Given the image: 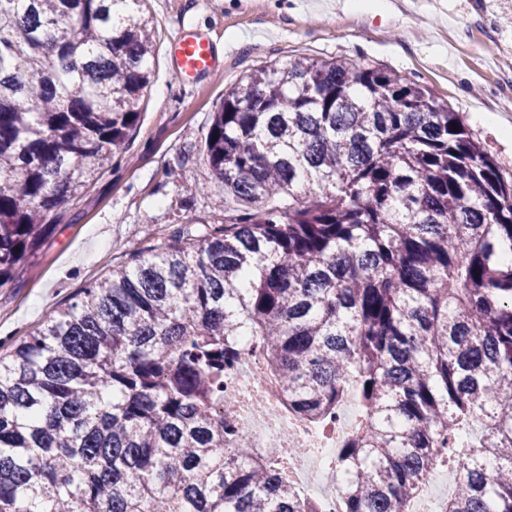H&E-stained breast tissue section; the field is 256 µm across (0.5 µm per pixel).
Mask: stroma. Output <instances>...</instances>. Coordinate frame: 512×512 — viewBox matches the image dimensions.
<instances>
[{"instance_id":"35a3bbf8","label":"stroma","mask_w":512,"mask_h":512,"mask_svg":"<svg viewBox=\"0 0 512 512\" xmlns=\"http://www.w3.org/2000/svg\"><path fill=\"white\" fill-rule=\"evenodd\" d=\"M148 0L157 24L153 82L136 132L104 173L55 221L12 284L0 288V351H10L82 288L173 236L203 239L220 226L223 194L204 137L224 91L267 62L347 58L430 87L460 113L504 175L512 176V0ZM208 34L220 69L184 78L169 60L184 20ZM200 188L186 200L181 187Z\"/></svg>"}]
</instances>
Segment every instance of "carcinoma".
<instances>
[{
	"instance_id": "obj_1",
	"label": "carcinoma",
	"mask_w": 512,
	"mask_h": 512,
	"mask_svg": "<svg viewBox=\"0 0 512 512\" xmlns=\"http://www.w3.org/2000/svg\"><path fill=\"white\" fill-rule=\"evenodd\" d=\"M146 2L0 0V287L136 130ZM204 157L246 208L0 354V512H320L224 420L246 346L316 432L360 405L343 512H405L441 465L462 467L445 512H512V182L458 112L295 57L224 91Z\"/></svg>"
}]
</instances>
